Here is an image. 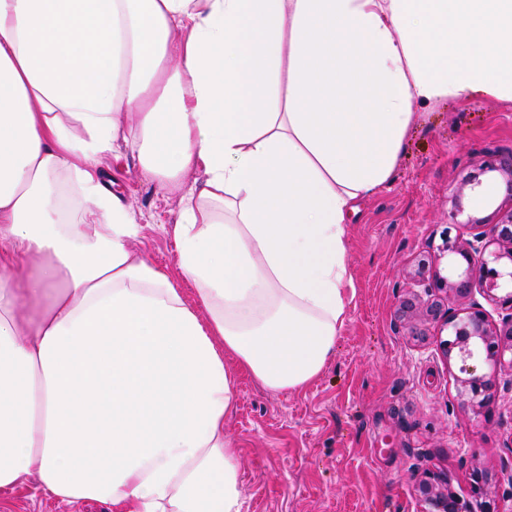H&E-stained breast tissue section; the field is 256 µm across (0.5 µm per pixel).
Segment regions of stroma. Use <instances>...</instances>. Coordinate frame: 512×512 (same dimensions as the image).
<instances>
[{"label": "stroma", "instance_id": "obj_1", "mask_svg": "<svg viewBox=\"0 0 512 512\" xmlns=\"http://www.w3.org/2000/svg\"><path fill=\"white\" fill-rule=\"evenodd\" d=\"M511 155L512 102L473 98L423 108L391 184L363 199L348 226L355 295L321 375L278 394L247 374L237 378L224 431L240 451L245 512H423L414 495L423 471L447 476L450 490L469 501L478 469L489 498L512 512V373L499 376L488 408L474 413L457 395L459 364L442 356L439 324L398 313L417 257L446 271L443 240L474 234L464 216L481 215L482 203L466 176L489 157ZM99 171L141 226L135 249L178 277L166 230L178 219L179 191L145 173L122 144ZM0 504L8 512H110L99 501L59 502L33 483Z\"/></svg>", "mask_w": 512, "mask_h": 512}]
</instances>
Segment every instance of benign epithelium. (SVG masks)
<instances>
[{"instance_id":"benign-epithelium-1","label":"benign epithelium","mask_w":512,"mask_h":512,"mask_svg":"<svg viewBox=\"0 0 512 512\" xmlns=\"http://www.w3.org/2000/svg\"><path fill=\"white\" fill-rule=\"evenodd\" d=\"M499 174L506 185L507 200H512V156L489 161L480 168V175ZM466 224L478 230L473 239L445 242L443 251L458 257L448 276L438 272L427 275L429 265L421 261L409 272L413 281L425 290L443 293L440 300H425L416 292L400 305L402 313H415L428 321L442 322L448 336L440 342L445 359L457 355L462 362L460 371L466 377L458 379V394L463 404L478 409L489 405L490 391L498 375L512 372V314L496 323L477 304L464 315H448L444 302L470 297L478 287L490 300L512 309V208L498 206L484 217L470 216ZM511 357H506V354ZM483 360L488 372L476 374L469 362ZM414 494L424 505V512H475L471 503L463 502L448 490V479L435 473L425 474L415 485Z\"/></svg>"}]
</instances>
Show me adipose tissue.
<instances>
[{"label":"adipose tissue","instance_id":"ef3b65f1","mask_svg":"<svg viewBox=\"0 0 512 512\" xmlns=\"http://www.w3.org/2000/svg\"><path fill=\"white\" fill-rule=\"evenodd\" d=\"M287 94H279L280 80ZM512 102V0H0V490L244 512V372L324 370L417 108ZM181 189L176 280L97 165Z\"/></svg>","mask_w":512,"mask_h":512}]
</instances>
